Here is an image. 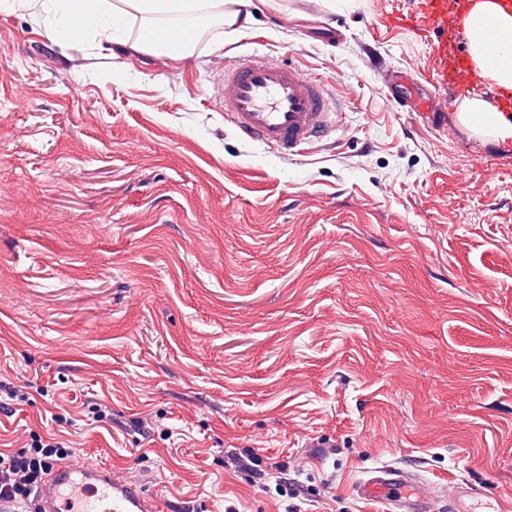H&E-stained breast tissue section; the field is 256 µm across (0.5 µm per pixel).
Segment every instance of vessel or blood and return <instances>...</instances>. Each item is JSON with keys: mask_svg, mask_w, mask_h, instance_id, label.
I'll list each match as a JSON object with an SVG mask.
<instances>
[{"mask_svg": "<svg viewBox=\"0 0 512 512\" xmlns=\"http://www.w3.org/2000/svg\"><path fill=\"white\" fill-rule=\"evenodd\" d=\"M409 22L414 30L461 29L466 10L450 0H415ZM434 51L442 68L440 78L448 95H468L484 74L451 40L439 41ZM224 115L235 130L252 140L295 155L302 146L326 130L330 114L325 84L294 66H282L266 57H255L226 68ZM353 492L363 500L382 499L387 512H461L459 505L443 509L439 500L411 471L390 466L375 469L354 483ZM40 512H158V502L137 484L118 482L102 463H57L36 492Z\"/></svg>", "mask_w": 512, "mask_h": 512, "instance_id": "1", "label": "vessel or blood"}]
</instances>
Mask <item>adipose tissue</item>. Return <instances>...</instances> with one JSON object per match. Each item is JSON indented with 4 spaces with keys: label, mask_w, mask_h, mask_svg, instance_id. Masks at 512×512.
I'll return each mask as SVG.
<instances>
[{
    "label": "adipose tissue",
    "mask_w": 512,
    "mask_h": 512,
    "mask_svg": "<svg viewBox=\"0 0 512 512\" xmlns=\"http://www.w3.org/2000/svg\"><path fill=\"white\" fill-rule=\"evenodd\" d=\"M249 0H73L63 11V29L77 40L91 28L105 34L124 30L140 20L143 47L164 48L175 58L187 54L201 31L213 23L227 27L251 22ZM473 61L491 80L512 88V12L491 10L488 0H476L466 19ZM458 119L475 134L493 142L512 139V116L481 98L465 100Z\"/></svg>",
    "instance_id": "obj_1"
}]
</instances>
